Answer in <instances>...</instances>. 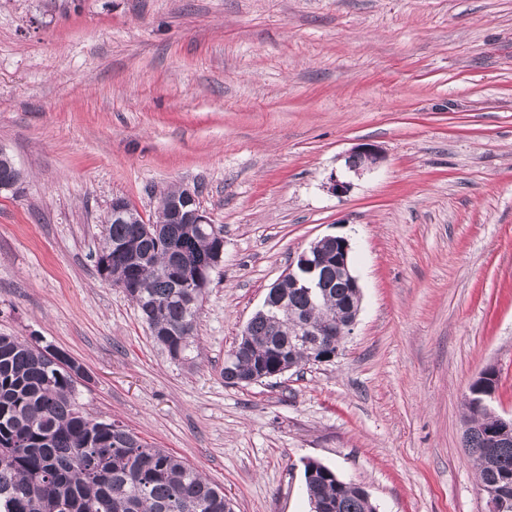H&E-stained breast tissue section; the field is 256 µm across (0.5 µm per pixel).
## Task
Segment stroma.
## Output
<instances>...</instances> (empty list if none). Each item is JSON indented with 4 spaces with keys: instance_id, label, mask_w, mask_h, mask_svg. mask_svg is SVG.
<instances>
[{
    "instance_id": "1",
    "label": "stroma",
    "mask_w": 512,
    "mask_h": 512,
    "mask_svg": "<svg viewBox=\"0 0 512 512\" xmlns=\"http://www.w3.org/2000/svg\"><path fill=\"white\" fill-rule=\"evenodd\" d=\"M361 143L374 171H348ZM0 334L65 352L78 398L223 487L310 512L304 462L377 512H482L469 386L512 414V0H0ZM349 182L344 196L331 179ZM195 187L224 228L187 360L96 254L113 196ZM353 244L331 361L242 387L224 355L297 255ZM381 149L371 143L356 146L346 158V166L355 174H362L376 169L383 161Z\"/></svg>"
}]
</instances>
